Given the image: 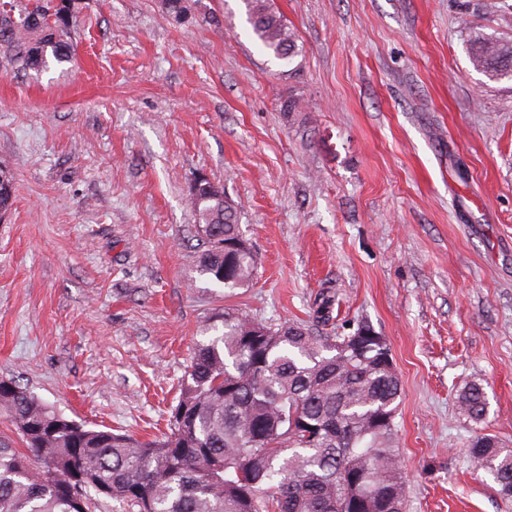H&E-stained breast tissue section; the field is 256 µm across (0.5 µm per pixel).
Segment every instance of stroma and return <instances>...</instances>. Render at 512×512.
I'll use <instances>...</instances> for the list:
<instances>
[{
	"label": "stroma",
	"instance_id": "35a3bbf8",
	"mask_svg": "<svg viewBox=\"0 0 512 512\" xmlns=\"http://www.w3.org/2000/svg\"><path fill=\"white\" fill-rule=\"evenodd\" d=\"M273 4L288 65L240 0L181 24L161 0H84L72 63L0 73V379L150 439L213 313L309 326L330 288L337 323L390 346L406 512H512L457 406L483 385L484 430L512 446V82L467 53L469 30L512 34V0ZM201 173L257 256L231 296L195 271ZM252 33L260 48L273 59L290 62L299 54L297 35L271 0H242ZM14 174L0 163V216L9 214L14 203Z\"/></svg>",
	"mask_w": 512,
	"mask_h": 512
}]
</instances>
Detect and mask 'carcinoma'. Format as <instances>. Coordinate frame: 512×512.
I'll return each instance as SVG.
<instances>
[{"label":"carcinoma","instance_id":"carcinoma-1","mask_svg":"<svg viewBox=\"0 0 512 512\" xmlns=\"http://www.w3.org/2000/svg\"><path fill=\"white\" fill-rule=\"evenodd\" d=\"M252 33L273 59L299 54L297 35L271 0H242ZM183 23L192 0H162ZM83 0H0V70L39 72L72 61ZM468 57L492 81H512V38L471 31ZM14 174L0 163V216L14 203ZM203 179L186 194L203 234L199 276L228 294L252 285L257 259L243 240L237 208ZM336 296L313 303L325 335L301 324H268L236 309L211 317L195 343L170 408L169 431L139 440L109 428L64 423L46 403L0 379V409L17 439L0 437V512H95L100 498L124 512H404L398 464L396 368L359 322L334 329ZM461 413L484 421L488 399L472 384ZM22 447H16V442ZM469 460L512 496V448L478 435Z\"/></svg>","mask_w":512,"mask_h":512}]
</instances>
